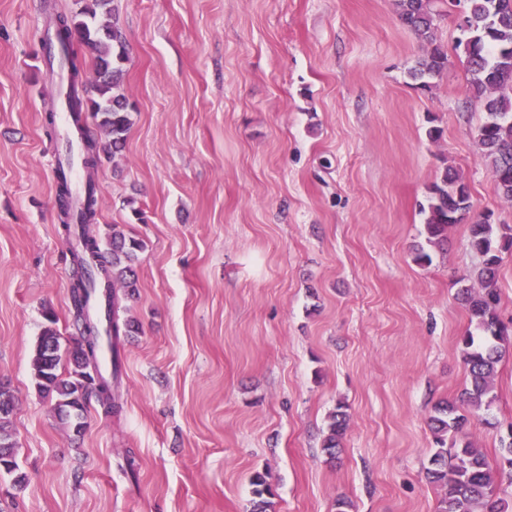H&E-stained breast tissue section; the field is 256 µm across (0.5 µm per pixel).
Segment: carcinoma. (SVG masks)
<instances>
[{"mask_svg": "<svg viewBox=\"0 0 512 512\" xmlns=\"http://www.w3.org/2000/svg\"><path fill=\"white\" fill-rule=\"evenodd\" d=\"M464 2L462 31L466 39L458 44L464 45L470 89L483 102L485 119L478 128V141L498 194L512 201V0ZM397 7L401 24L428 45L426 54L409 70L418 88L427 90L431 88V79L440 76L448 64V54L436 37L441 14L434 9V0H397ZM51 25L58 27L60 33L53 37L47 29L39 36L49 67L56 62L71 71H82L89 62L93 67L91 94L82 99L79 83L73 79L66 104L76 117L85 110L90 112L97 128L106 136L103 142L89 134L84 138L81 157L88 175L80 210L72 206L65 173L60 170L56 175V201L63 232L68 239L77 235L82 240L81 249L70 250L69 295L76 335L62 344L55 314L45 310V324L30 360L38 392L53 397L58 418L80 433L85 428L90 398H96L106 415L120 411L112 388L120 374L118 340L120 334L131 335L138 330L134 322L121 326L109 314L107 326L101 327L88 313L89 298L104 282L119 284L135 295L134 263L144 245L114 229L107 234V249L103 250L88 230L97 211V188L90 172L96 168L100 154L122 151L131 125L129 104L118 92L123 64L129 56L111 0H84V5L70 15L55 14ZM421 213L425 214L428 240L437 243L447 237L448 226L470 220V246L482 257L479 287L459 290L470 322L482 333V339L475 342L470 332L462 337L468 385L458 400L437 404L429 418L435 452L429 460L427 477L443 491L440 512H507L505 502L496 498L493 466L481 449L467 441V425L469 416L490 411L495 401L492 382L498 365L512 355V335L498 313L501 297L497 286L501 252L512 248V226L493 224L489 214L475 212L468 186L448 168L429 188L428 204ZM105 341L112 352L110 378L99 373ZM63 361L67 364L64 375L58 373ZM14 404V395L0 386V474L11 476L13 486L21 490L26 485V474L21 470L12 440ZM347 423L348 414L340 404L331 416L323 441V450L331 459L339 452ZM250 483L251 512H269L272 503L267 495L271 490L266 477L256 473Z\"/></svg>", "mask_w": 512, "mask_h": 512, "instance_id": "carcinoma-1", "label": "carcinoma"}]
</instances>
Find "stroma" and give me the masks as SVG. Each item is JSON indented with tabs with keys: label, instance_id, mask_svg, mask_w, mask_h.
Returning <instances> with one entry per match:
<instances>
[{
	"label": "stroma",
	"instance_id": "1",
	"mask_svg": "<svg viewBox=\"0 0 512 512\" xmlns=\"http://www.w3.org/2000/svg\"><path fill=\"white\" fill-rule=\"evenodd\" d=\"M81 5L0 0V383L27 475L20 492L0 476V512H249L256 472L273 512H439L429 418L467 383L456 294L482 258L465 223L430 243L420 205L449 167L512 225L454 50L461 8L436 4L448 68L424 95L408 70L426 46L395 0H113L132 126L95 173L93 229L144 244L136 296L115 300L140 332L121 340L120 412L91 405L76 435L30 359L45 309L72 332L44 132L59 80L35 32ZM493 392L468 431L512 506V357ZM345 405L338 404L336 411L331 416L328 434L323 441V450L331 459H335L339 452L341 440L347 428L348 414Z\"/></svg>",
	"mask_w": 512,
	"mask_h": 512
}]
</instances>
